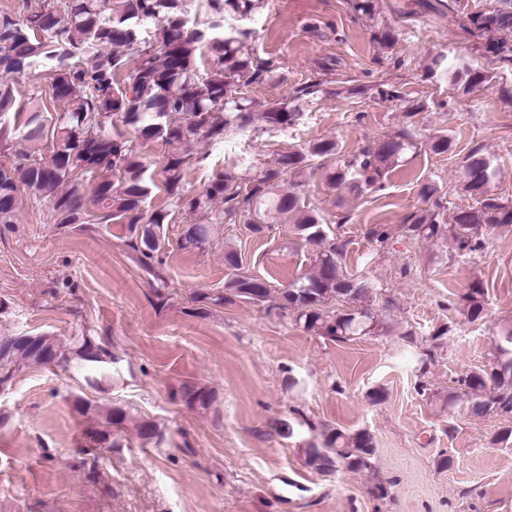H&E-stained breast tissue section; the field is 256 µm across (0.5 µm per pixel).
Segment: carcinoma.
<instances>
[{
    "instance_id": "1",
    "label": "carcinoma",
    "mask_w": 512,
    "mask_h": 512,
    "mask_svg": "<svg viewBox=\"0 0 512 512\" xmlns=\"http://www.w3.org/2000/svg\"><path fill=\"white\" fill-rule=\"evenodd\" d=\"M17 11H0V116L17 112L12 78L42 66L51 102L62 105L58 119L47 115L43 102L27 110L21 141L26 150L11 153L12 132L0 122V155L13 156L0 163V224H11L18 195L26 187L45 200L54 223L68 227L113 221L127 225L128 246L140 266L157 283L156 292L166 301L162 288L165 244L164 225L178 212L189 217L180 246L199 249L211 244L224 224L240 223L260 236L271 224H291L306 243L316 247L314 269L283 288L242 271L235 249L224 251L230 270L224 289L199 292L197 303L232 304L243 300L261 305L271 299L285 315L305 331L332 341L346 342L373 335L382 328L378 315L366 304L374 285L343 269L344 246L329 240L321 216L302 202L295 190L278 189L282 182L301 183L318 170L314 160L336 159L338 144L321 138L304 150H288L270 163L251 171L233 163L215 173L206 188L188 195L184 178L195 161L184 148L193 137L222 143L236 130L245 129L255 112L256 101L242 88L254 83L280 80L270 60L259 61L250 51L246 30H223L224 17L247 20L264 0H206L212 20L204 27L191 23L189 0H21ZM108 20H102L104 13ZM462 28L480 37L488 35V52L512 63V0H496L493 10L467 16ZM136 49L130 58L125 50ZM216 69L205 73V63ZM426 77L457 84H481L486 75L461 60L454 65L440 54L425 69ZM321 91V82L310 80L295 89L292 99L264 104L260 112L263 130L281 134L296 124L299 100ZM131 127L143 141L161 139L173 147L163 168V187L170 209L146 208L149 195L148 168L116 123ZM49 145L48 154L42 147ZM420 142L403 128L380 139L356 155L329 169L326 180L334 188L352 191L361 184L374 186L383 171L395 168ZM495 176L490 161L480 150L466 159L464 190L477 205L458 207L446 214L424 210L413 213L402 225L410 240L453 239L456 250L466 255L484 249L487 230L512 224V204L489 195ZM484 285H470L466 317L473 322L485 311ZM360 304L358 310L336 311V302ZM502 335L511 353L487 368L471 371L455 380L448 393V408L463 405L477 418L498 416L512 420V326ZM78 361L89 366L114 362L112 352L85 334L73 337L62 349L56 337L42 340L14 338L0 345V385L11 386L16 374L30 366ZM180 398L191 408L209 409L213 391L196 385L182 388ZM80 412L92 415L98 426L90 429V444L119 446L122 426L133 421L119 406L102 408L80 401ZM138 436L161 444L163 432L146 420L135 423ZM307 462L318 472L331 475L339 469L352 472L373 469L376 448L365 430L354 433L331 429L321 443L305 449Z\"/></svg>"
}]
</instances>
